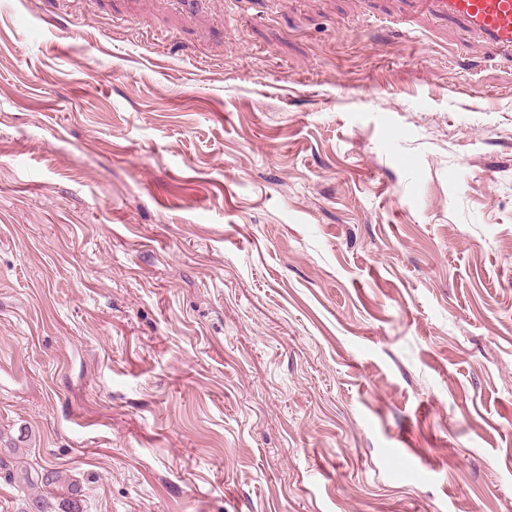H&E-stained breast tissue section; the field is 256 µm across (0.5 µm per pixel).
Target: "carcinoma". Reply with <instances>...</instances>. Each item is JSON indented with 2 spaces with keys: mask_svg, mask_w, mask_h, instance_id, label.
Here are the masks:
<instances>
[{
  "mask_svg": "<svg viewBox=\"0 0 512 512\" xmlns=\"http://www.w3.org/2000/svg\"><path fill=\"white\" fill-rule=\"evenodd\" d=\"M0 482L17 491V512H85L80 481L52 463L35 468L0 457Z\"/></svg>",
  "mask_w": 512,
  "mask_h": 512,
  "instance_id": "obj_1",
  "label": "carcinoma"
}]
</instances>
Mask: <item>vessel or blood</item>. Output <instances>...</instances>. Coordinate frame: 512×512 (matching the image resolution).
Here are the masks:
<instances>
[{"label": "vessel or blood", "instance_id": "1", "mask_svg": "<svg viewBox=\"0 0 512 512\" xmlns=\"http://www.w3.org/2000/svg\"><path fill=\"white\" fill-rule=\"evenodd\" d=\"M433 11L460 21L492 57L512 58V0H425Z\"/></svg>", "mask_w": 512, "mask_h": 512}]
</instances>
